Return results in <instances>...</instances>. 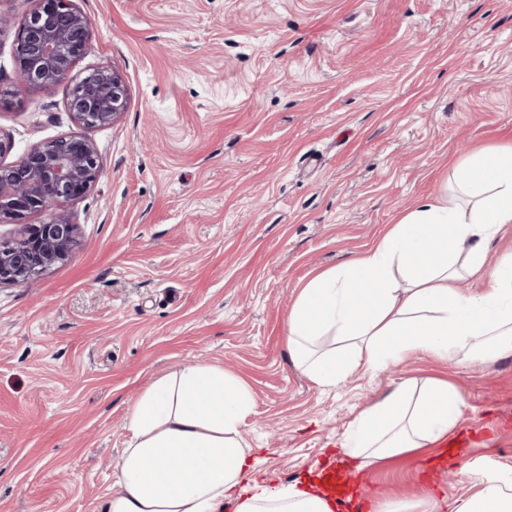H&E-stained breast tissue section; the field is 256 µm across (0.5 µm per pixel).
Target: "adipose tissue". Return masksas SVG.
<instances>
[{
  "label": "adipose tissue",
  "instance_id": "1",
  "mask_svg": "<svg viewBox=\"0 0 512 512\" xmlns=\"http://www.w3.org/2000/svg\"><path fill=\"white\" fill-rule=\"evenodd\" d=\"M454 189L403 212L371 248L301 289L288 311L286 346L313 382L376 371L414 354L489 363L512 354V247L489 260L487 244L512 229V144L455 161ZM475 283L464 293L459 281ZM254 399L240 378L191 365L157 379L132 407L131 437L115 466L123 491L103 512H224L237 486L250 493L235 512H332L307 485L253 476L239 426ZM459 386L410 378L364 407L342 453L359 467L433 447L457 427ZM458 512H512L497 477Z\"/></svg>",
  "mask_w": 512,
  "mask_h": 512
}]
</instances>
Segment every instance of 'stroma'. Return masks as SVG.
Masks as SVG:
<instances>
[{
  "label": "stroma",
  "mask_w": 512,
  "mask_h": 512,
  "mask_svg": "<svg viewBox=\"0 0 512 512\" xmlns=\"http://www.w3.org/2000/svg\"><path fill=\"white\" fill-rule=\"evenodd\" d=\"M94 25L86 74L124 78L126 111L88 129L102 165L66 209L72 254L0 286V512H101L128 412L158 377L220 365L255 405L239 432L263 476L342 461L350 421L403 380L459 385L485 443L362 469L365 512L426 497L455 512L488 471L512 477V356L424 355L330 386L285 347L318 271L370 248L452 180L455 158L512 143V0H75ZM0 0V138L12 163L74 131L66 87L16 91Z\"/></svg>",
  "instance_id": "obj_1"
}]
</instances>
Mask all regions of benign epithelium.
<instances>
[{"mask_svg":"<svg viewBox=\"0 0 512 512\" xmlns=\"http://www.w3.org/2000/svg\"><path fill=\"white\" fill-rule=\"evenodd\" d=\"M32 3L13 38L17 84L68 83L66 107L79 131L36 145L15 162H0V222L25 228L21 237L0 242V285L24 284L71 255L78 228L61 207L78 200L101 173L96 147L83 130L113 123L128 102L125 81L111 68L71 77L76 62L90 50L93 27L74 0ZM36 213L49 218L29 223Z\"/></svg>","mask_w":512,"mask_h":512,"instance_id":"1","label":"benign epithelium"}]
</instances>
